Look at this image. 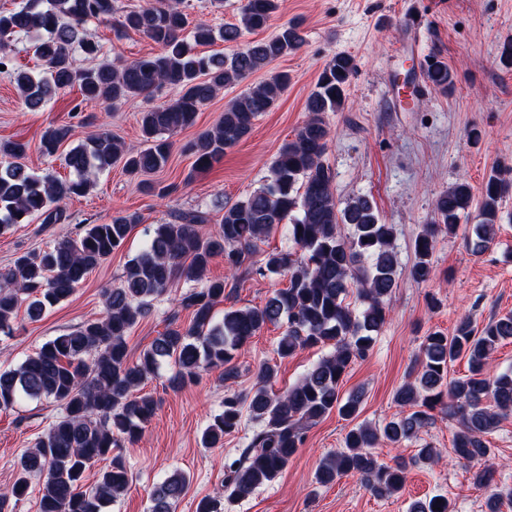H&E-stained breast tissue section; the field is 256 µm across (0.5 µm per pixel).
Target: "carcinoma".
Wrapping results in <instances>:
<instances>
[{
    "label": "carcinoma",
    "instance_id": "obj_1",
    "mask_svg": "<svg viewBox=\"0 0 512 512\" xmlns=\"http://www.w3.org/2000/svg\"><path fill=\"white\" fill-rule=\"evenodd\" d=\"M113 0H28L18 10L0 12V65L10 66L9 37L16 32L46 34L35 45V55L47 76L19 72L17 87L26 107L39 111L59 90L79 87L88 100L116 103L148 95L160 87L178 91L176 98L141 116L146 147L127 145L100 132L64 155L69 178L52 173L36 175L23 159L27 145L0 143V233L33 217L44 224L62 220L61 203L89 193L100 174L121 162L130 174L154 173L169 160L171 143L162 138L195 124L197 114L216 94L270 62L301 47L304 38L295 25H286L272 38L248 43L228 56L195 51L220 40L236 44L244 33L265 28L278 10V0H247L239 23L220 30L205 22L188 28L180 0H157L129 11L118 26L133 29L163 48L157 55L140 57L120 66L88 69L74 66V46L98 53V43L86 39L82 24L112 15ZM356 69L348 54L334 56L321 72L306 101L308 118L294 139L277 153L271 176L245 199L224 208L218 230L206 233L208 212H179L174 221L154 225L143 249L127 265L121 285L105 291L102 317L85 321L45 342L18 367L0 370V409H10L25 399L49 398L62 406L43 437L20 459V475L0 492V512H9L10 500L28 494L31 475L44 477L39 489L38 512H104L129 484L125 462L112 454L119 442L138 441L144 425L154 416L157 402L143 391L164 365L177 371L168 378L173 388L192 383L202 370H218L228 381L238 377L234 363L239 351L267 324L284 331L277 344L281 358L298 350L329 346L296 383L283 392L271 387L274 370L261 365L252 389L224 395L222 411L202 433L208 448L223 445L236 432L244 416L259 424L247 447L224 471V495L240 498L273 481L303 443L308 426L332 412L353 423L344 447L319 465L316 483L328 485L346 475L359 476L379 497L399 493L406 482L407 464H380L371 449L383 442L399 446L418 438L436 409L458 421L453 448L460 460L479 462L491 452L485 436L512 412V367L494 377L486 365L500 344L512 339V314L495 316L477 329L467 317L452 335L433 331L424 337L413 380L400 386L394 402L400 407L382 425L358 423L360 396L346 399L340 385L347 369L366 357L387 320V301L397 286L399 260L392 241L395 227L382 221L372 198L357 196L340 205L333 193L334 174L325 165L327 112L340 110L346 87ZM429 81L442 89L451 83L448 64L435 54L426 61ZM288 85V75L277 73L251 88L224 110L220 121L190 144L195 167L208 170L224 151L246 137L253 121L269 111ZM69 128L50 127L41 137L43 154L53 156L67 140ZM512 181L494 172L481 188L478 223L466 244L480 254L495 242L502 219L501 202ZM473 191L459 182L434 200V217L414 239L415 260L410 277L427 283L435 275L432 262L435 238L456 232L461 216L471 206ZM136 214L118 215L106 224H89L43 252H27L14 266L0 271V332L11 333L22 303L30 320L70 297L86 275L127 240ZM347 225L351 232L342 233ZM280 233L292 248L271 251L254 266L250 255L273 233ZM216 257L227 269L262 277L288 276V287L274 291L264 305L227 309L216 318L215 307L224 300L222 279H207L205 272ZM180 276L201 287L181 298L191 311L186 327L170 321L164 331L130 359L126 338L146 317L152 301L164 295ZM356 293L361 308L347 303ZM464 357L468 374L448 378V365ZM110 460L108 468L90 489H82L87 467ZM472 484L490 490L485 512H500L504 496L492 488L493 472L477 468ZM188 480L176 473L154 486L150 512H171L185 492ZM408 512H455L443 495L412 502Z\"/></svg>",
    "mask_w": 512,
    "mask_h": 512
}]
</instances>
